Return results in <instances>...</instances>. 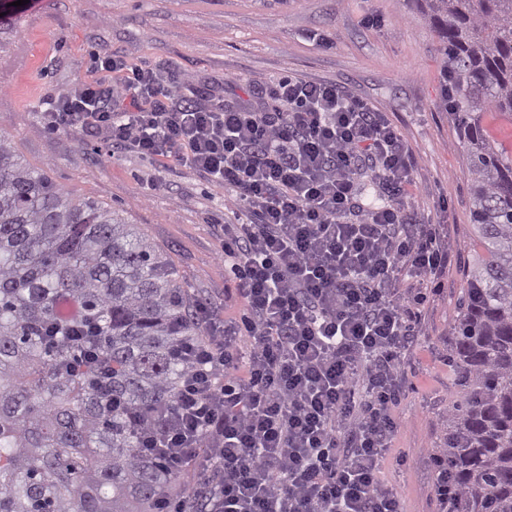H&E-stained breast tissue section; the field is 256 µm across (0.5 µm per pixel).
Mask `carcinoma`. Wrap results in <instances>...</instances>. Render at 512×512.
<instances>
[{
    "instance_id": "obj_1",
    "label": "carcinoma",
    "mask_w": 512,
    "mask_h": 512,
    "mask_svg": "<svg viewBox=\"0 0 512 512\" xmlns=\"http://www.w3.org/2000/svg\"><path fill=\"white\" fill-rule=\"evenodd\" d=\"M444 46L473 181L474 258L453 336L460 395L437 445L464 512H512V0H417ZM169 259L0 136V512H157L163 430L197 342Z\"/></svg>"
}]
</instances>
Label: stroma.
Returning <instances> with one entry per match:
<instances>
[{
	"instance_id": "stroma-1",
	"label": "stroma",
	"mask_w": 512,
	"mask_h": 512,
	"mask_svg": "<svg viewBox=\"0 0 512 512\" xmlns=\"http://www.w3.org/2000/svg\"><path fill=\"white\" fill-rule=\"evenodd\" d=\"M0 0V135L73 196L114 209L165 253L195 299L226 317L243 302L224 274L216 230L237 221L231 191L187 164L113 151L102 139L54 133L39 120L59 94L100 77L104 58L151 63L198 102H253L255 82L331 83L385 112L407 137L416 188L407 201L445 225L450 261L421 284L423 334L405 359L395 446L381 472L405 512H442L433 462L406 460L435 445L457 395L449 373L458 302L471 263L472 180L442 97L443 45L416 0ZM327 34L330 47L313 41Z\"/></svg>"
}]
</instances>
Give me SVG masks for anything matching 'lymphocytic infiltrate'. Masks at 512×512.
<instances>
[{
    "instance_id": "lymphocytic-infiltrate-1",
    "label": "lymphocytic infiltrate",
    "mask_w": 512,
    "mask_h": 512,
    "mask_svg": "<svg viewBox=\"0 0 512 512\" xmlns=\"http://www.w3.org/2000/svg\"><path fill=\"white\" fill-rule=\"evenodd\" d=\"M102 69L41 113L46 127L184 161L230 189L239 212L221 230L245 310L229 320L197 303L210 338L165 435L146 433L147 445L170 470L196 462L221 475L213 512H404L379 474L421 334L422 297L406 283L449 261L443 225L406 207V136L332 84L265 83V107L243 110L199 105L120 59ZM368 162L388 199L373 210L354 202Z\"/></svg>"
}]
</instances>
